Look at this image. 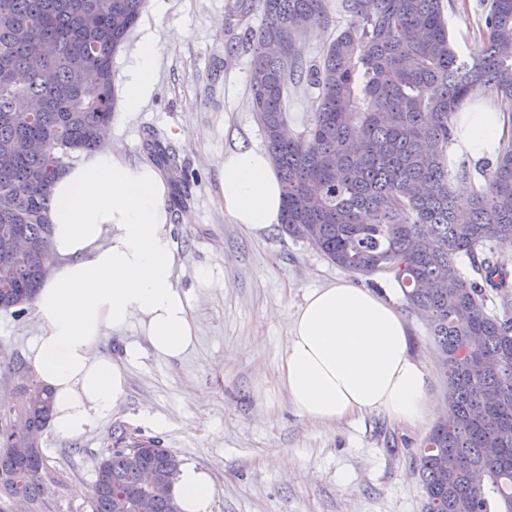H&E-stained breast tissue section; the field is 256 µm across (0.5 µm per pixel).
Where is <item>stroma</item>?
Listing matches in <instances>:
<instances>
[{
	"label": "stroma",
	"instance_id": "1",
	"mask_svg": "<svg viewBox=\"0 0 512 512\" xmlns=\"http://www.w3.org/2000/svg\"><path fill=\"white\" fill-rule=\"evenodd\" d=\"M241 0H146L136 28L116 52L122 75L142 29L156 38L157 89L137 112L114 111L107 146L133 161H151L148 132L175 155L162 168L169 184L171 236L178 284L198 324V341L175 359L151 350L128 367L129 396L82 437L44 430L41 445L52 479L49 512H91L97 465L116 440L133 435L159 441L181 461L212 477L214 512H425L417 457L430 427L413 428L374 413L326 426L300 416L285 394L269 404L277 378L287 315L307 291L348 279L375 288L404 312L416 355L426 364L430 396L446 400L438 351L420 315L408 312L393 274L351 275L280 226L245 234L216 202L214 165L244 144L266 148L249 92V30L259 11L240 15ZM487 0H447L444 17L459 55L472 59L485 45ZM345 0H328V17L300 38L303 56L319 58L350 26ZM316 91L292 84L285 96L288 128L301 134ZM211 287H204L200 273ZM41 321L33 306L0 311V410L13 406L33 376L25 351Z\"/></svg>",
	"mask_w": 512,
	"mask_h": 512
}]
</instances>
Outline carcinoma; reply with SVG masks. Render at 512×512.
Instances as JSON below:
<instances>
[{"label": "carcinoma", "instance_id": "carcinoma-1", "mask_svg": "<svg viewBox=\"0 0 512 512\" xmlns=\"http://www.w3.org/2000/svg\"><path fill=\"white\" fill-rule=\"evenodd\" d=\"M263 16L253 34L250 94L282 183L280 224L347 271L394 274L410 309L429 312L430 334L447 385V417L430 430L418 460L426 512H505L512 502V296L487 307V288L505 273L481 256L512 241V136L503 137L484 184L465 191L468 167L449 154L452 118L482 96L512 112V0H490L486 48L469 61L453 49L443 0H347L352 26L338 32L315 61L299 40L327 0H252ZM144 0H0V225L18 224L50 242L52 187L72 152L101 147L99 130L115 107L112 60ZM317 89L307 129L281 138L288 83ZM37 112L38 121L27 117ZM29 136L52 144L40 154ZM162 166L175 156L150 135ZM470 260L472 277L458 268ZM41 257L5 271L0 310L21 313L41 287ZM0 418V435L41 433L53 397L40 384ZM181 460L154 440L137 464L124 448L102 456L91 512H180L171 496L155 498L138 483L154 470L171 486ZM42 450L0 446V512L21 494L47 512Z\"/></svg>", "mask_w": 512, "mask_h": 512}]
</instances>
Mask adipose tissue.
Returning <instances> with one entry per match:
<instances>
[{
	"label": "adipose tissue",
	"mask_w": 512,
	"mask_h": 512,
	"mask_svg": "<svg viewBox=\"0 0 512 512\" xmlns=\"http://www.w3.org/2000/svg\"><path fill=\"white\" fill-rule=\"evenodd\" d=\"M156 50L144 36L121 79L124 111H138L154 86ZM459 146L477 155L501 135L499 112L458 113ZM217 205L249 234L278 224L281 180L270 154L238 146L216 164ZM165 178L150 163L103 150L84 153L53 186L52 259L36 295L40 332L26 360L49 387L52 431L77 438L126 401L127 362L150 347L160 358L194 349L197 322L178 285ZM135 329L123 359L100 351L110 335ZM275 391L296 412L334 426L385 414L417 426L433 414L430 375L409 345L406 321L382 296L340 281L308 292L289 318ZM170 493L181 512H213L208 470L186 462Z\"/></svg>",
	"instance_id": "ef3b65f1"
}]
</instances>
